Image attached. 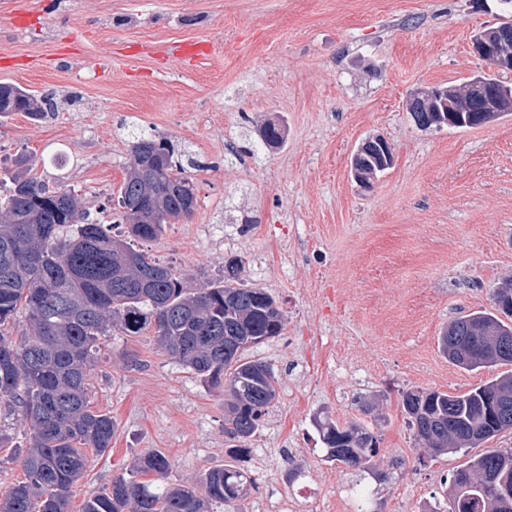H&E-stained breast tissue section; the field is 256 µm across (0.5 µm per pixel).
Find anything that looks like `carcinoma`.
<instances>
[{
    "label": "carcinoma",
    "instance_id": "obj_1",
    "mask_svg": "<svg viewBox=\"0 0 512 512\" xmlns=\"http://www.w3.org/2000/svg\"><path fill=\"white\" fill-rule=\"evenodd\" d=\"M503 84L481 72L449 85L448 101L462 110L458 127H476L512 110L485 112L483 92ZM55 110L52 94L0 84V117L23 112L38 121ZM415 126L437 127L433 107L410 98ZM261 145L278 146L282 127H257ZM132 155L117 197V222L128 231L114 235L89 219L75 191L49 187L30 175L31 156H15L0 172V400L14 406L28 431L20 455L26 480L0 494V512H69L70 496L84 477L87 450L111 447L116 422L91 409L88 377L101 337L116 329L139 336L154 329L159 343L212 389L224 392V435L231 448L224 464L206 469L187 485L156 481L171 468L158 449L140 452L128 474L90 495L82 512H210L247 496L256 480L243 465L246 443L280 395V382L266 361L244 352L283 334L288 318L276 298L242 278L239 257L224 261L231 275L202 288L138 248L167 225L192 216L196 196L178 158L162 134L131 132ZM350 169L374 178L388 169L373 144L351 157ZM494 310L448 322L440 351L468 371L512 363V279L493 290ZM25 328L13 337L15 325ZM469 350L468 363L454 360ZM402 408L416 437L432 456L460 453L512 430V374L463 394L411 389ZM325 459L362 473L374 471L376 437L356 421H316ZM512 495V448H488L468 456L446 488L447 510L505 512Z\"/></svg>",
    "mask_w": 512,
    "mask_h": 512
}]
</instances>
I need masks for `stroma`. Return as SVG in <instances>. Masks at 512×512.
Wrapping results in <instances>:
<instances>
[{"label":"stroma","instance_id":"stroma-1","mask_svg":"<svg viewBox=\"0 0 512 512\" xmlns=\"http://www.w3.org/2000/svg\"><path fill=\"white\" fill-rule=\"evenodd\" d=\"M499 13L498 0H0V83L56 100L38 122L0 117V167L30 154L34 174L75 189L108 224L130 127L167 136L188 151L196 207L143 250L194 288L222 277L227 255L242 257L244 280L288 315L284 334L257 350L280 397L249 442L256 487L235 512L289 495L311 512L357 485L370 512H423L465 458L428 455L402 392L462 394L512 373L463 370L438 347L451 319L491 309L512 278V115L421 130L406 110L417 89L487 70L472 38ZM182 41L209 51L176 56ZM267 119L283 129L280 147L256 145ZM378 134L394 161L366 192L350 159ZM89 383L92 409L117 432L91 453L70 512L148 448L169 457L172 483L223 463V392L153 333L102 337ZM317 418L367 425L374 474L325 462ZM0 432L1 493L24 480L27 446L21 415L2 402ZM293 466L304 487L285 484Z\"/></svg>","mask_w":512,"mask_h":512}]
</instances>
